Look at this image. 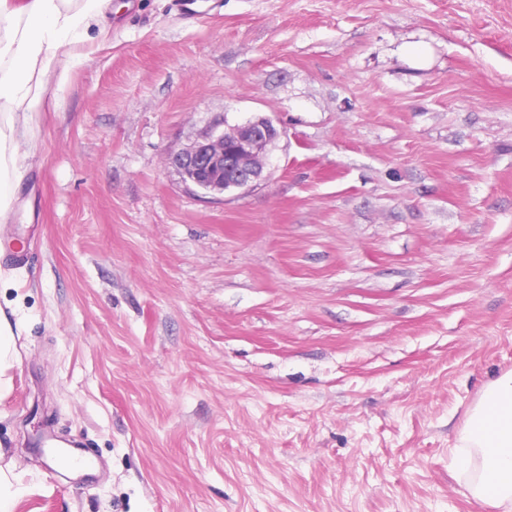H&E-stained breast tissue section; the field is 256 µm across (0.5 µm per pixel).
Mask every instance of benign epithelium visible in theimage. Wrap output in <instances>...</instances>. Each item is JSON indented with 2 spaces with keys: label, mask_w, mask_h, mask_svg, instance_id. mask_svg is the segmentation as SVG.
Listing matches in <instances>:
<instances>
[{
  "label": "benign epithelium",
  "mask_w": 512,
  "mask_h": 512,
  "mask_svg": "<svg viewBox=\"0 0 512 512\" xmlns=\"http://www.w3.org/2000/svg\"><path fill=\"white\" fill-rule=\"evenodd\" d=\"M279 132L267 118L209 134L174 158L184 180L211 194L250 187L262 176L268 147Z\"/></svg>",
  "instance_id": "1"
}]
</instances>
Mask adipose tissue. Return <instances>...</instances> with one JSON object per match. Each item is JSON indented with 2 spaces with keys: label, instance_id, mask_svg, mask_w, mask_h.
<instances>
[{
  "label": "adipose tissue",
  "instance_id": "adipose-tissue-1",
  "mask_svg": "<svg viewBox=\"0 0 512 512\" xmlns=\"http://www.w3.org/2000/svg\"><path fill=\"white\" fill-rule=\"evenodd\" d=\"M112 0H0V223L14 213L25 177L23 149L45 110L53 81L63 80L62 55L104 26ZM462 468L480 458L474 499L507 512L512 507V372L492 381L471 412L463 437Z\"/></svg>",
  "mask_w": 512,
  "mask_h": 512
}]
</instances>
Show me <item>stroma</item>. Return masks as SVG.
Listing matches in <instances>:
<instances>
[{
    "label": "stroma",
    "instance_id": "35a3bbf8",
    "mask_svg": "<svg viewBox=\"0 0 512 512\" xmlns=\"http://www.w3.org/2000/svg\"><path fill=\"white\" fill-rule=\"evenodd\" d=\"M112 4L24 161L13 512H493L453 450L512 370V0ZM258 116L254 186L184 181Z\"/></svg>",
    "mask_w": 512,
    "mask_h": 512
}]
</instances>
